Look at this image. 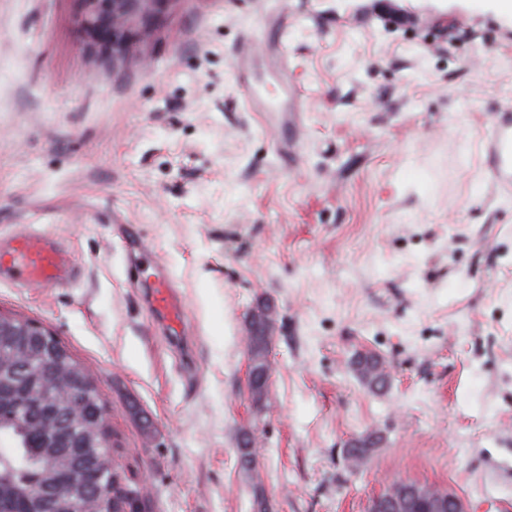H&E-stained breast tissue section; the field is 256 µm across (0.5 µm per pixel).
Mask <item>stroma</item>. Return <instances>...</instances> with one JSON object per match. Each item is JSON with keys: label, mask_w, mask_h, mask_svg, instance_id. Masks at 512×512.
Returning a JSON list of instances; mask_svg holds the SVG:
<instances>
[{"label": "stroma", "mask_w": 512, "mask_h": 512, "mask_svg": "<svg viewBox=\"0 0 512 512\" xmlns=\"http://www.w3.org/2000/svg\"><path fill=\"white\" fill-rule=\"evenodd\" d=\"M435 2L173 0L115 61L83 48L79 0H0V240L47 238L74 269L63 288L0 279V313L89 368L146 512H249L243 429L273 512H366L398 480L512 512L490 468L512 458V198L480 146L512 105V21ZM247 53L271 92L291 79L292 111L247 110ZM160 270L179 342L144 300ZM260 302L277 323L258 404ZM267 316L263 310L257 311L252 314L249 322V336L247 342L250 345L251 358L254 362V367L262 371H270L272 373L271 362L268 361V348L271 336L267 334Z\"/></svg>", "instance_id": "1"}]
</instances>
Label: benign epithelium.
<instances>
[{
  "instance_id": "7a95c632",
  "label": "benign epithelium",
  "mask_w": 512,
  "mask_h": 512,
  "mask_svg": "<svg viewBox=\"0 0 512 512\" xmlns=\"http://www.w3.org/2000/svg\"><path fill=\"white\" fill-rule=\"evenodd\" d=\"M175 0H80V30L83 46L100 50L116 59L123 56L135 42L150 37L163 21L168 5ZM407 489L395 485L387 500L374 498L372 512H393L391 507L402 501ZM419 503H427L430 512H465L459 497L444 500L437 489L423 486L418 490Z\"/></svg>"
}]
</instances>
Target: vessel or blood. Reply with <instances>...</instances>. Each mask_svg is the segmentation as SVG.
<instances>
[{
  "label": "vessel or blood",
  "instance_id": "b4317fda",
  "mask_svg": "<svg viewBox=\"0 0 512 512\" xmlns=\"http://www.w3.org/2000/svg\"><path fill=\"white\" fill-rule=\"evenodd\" d=\"M491 180L499 189L512 191V120L494 121L483 141ZM0 272L29 286L56 288L72 275L67 255L52 242L35 241L19 236L0 246ZM175 280L157 278L152 286L149 306L163 319L171 338L183 337L186 329L184 312L178 301Z\"/></svg>",
  "mask_w": 512,
  "mask_h": 512
}]
</instances>
